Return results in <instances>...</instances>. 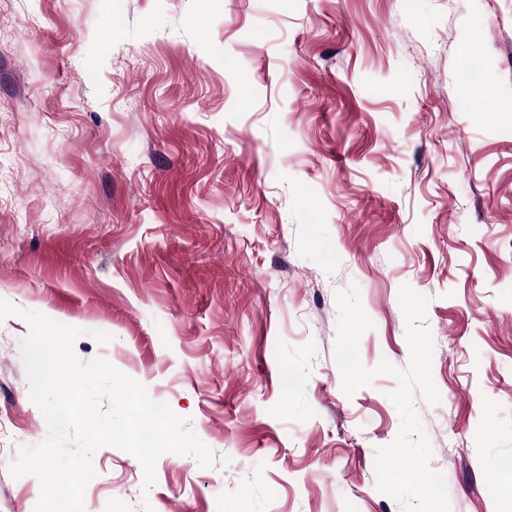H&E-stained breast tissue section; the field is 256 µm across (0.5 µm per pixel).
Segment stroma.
I'll return each mask as SVG.
<instances>
[{"mask_svg": "<svg viewBox=\"0 0 512 512\" xmlns=\"http://www.w3.org/2000/svg\"><path fill=\"white\" fill-rule=\"evenodd\" d=\"M353 285L369 369L407 367L399 291L429 297V467L450 512H512V0H0V512L40 497L9 473L48 435L28 311L216 459L147 489L103 447L85 512H403L396 381L345 395L334 360Z\"/></svg>", "mask_w": 512, "mask_h": 512, "instance_id": "1", "label": "stroma"}]
</instances>
